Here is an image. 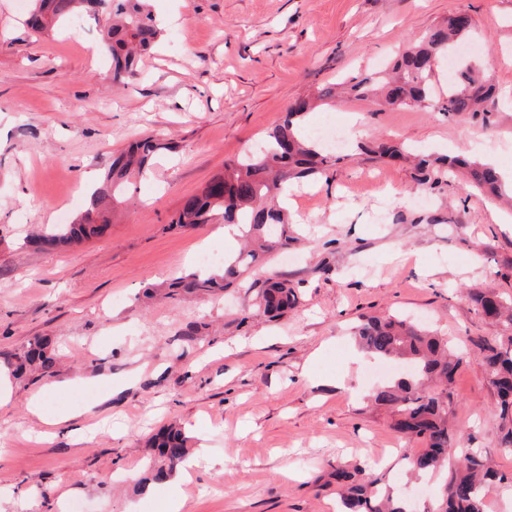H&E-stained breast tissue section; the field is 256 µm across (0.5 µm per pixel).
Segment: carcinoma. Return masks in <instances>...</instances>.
Here are the masks:
<instances>
[{"label": "carcinoma", "instance_id": "1", "mask_svg": "<svg viewBox=\"0 0 512 512\" xmlns=\"http://www.w3.org/2000/svg\"><path fill=\"white\" fill-rule=\"evenodd\" d=\"M27 24L35 32L53 28L79 13L83 5H95L110 15L102 37V50L109 57L112 81L124 83L137 76L140 56L148 52L162 29L146 5V0H32ZM471 28L456 25L453 18L434 27L397 58L391 76L353 77L343 84L344 92L360 97L381 91L392 107L422 105L434 101L433 62L448 58L455 39ZM495 87L472 66L458 65L448 83V94L437 102L440 112L467 116L494 110ZM312 102L295 101L282 121L272 126L262 149L246 153L224 165V174L211 179L201 192L185 198L172 223L179 227L209 224L220 214L226 224L239 227L245 246L232 259L224 261L217 273L194 271L166 284L167 297L180 293L213 295L222 293L242 277L251 266L266 257L285 251L295 241L289 227L288 208L282 194L291 181L324 175L339 161L334 154L301 128ZM172 149L162 139L148 137L128 146L112 157L98 186L90 193L85 211L69 224H56L47 231L31 234L30 247L56 249L72 246L102 234L111 223L116 208L129 201L130 186L150 170L154 156ZM379 157L398 158L400 147L386 142L361 147ZM464 170L470 183L492 195H506L498 172L476 160L422 156L415 164V181L432 188L448 176V168ZM255 291V305L271 317H280L295 307L298 294L283 278L257 280L249 285ZM470 301L490 321H503L512 329V297L496 291L469 294ZM359 346L370 356L397 361L405 368L389 385L379 388L371 402L385 406L395 415L393 427L399 433L423 443L418 452L404 451L408 477L435 474L448 462V449L457 443L448 428V408L455 404L451 384L459 366L454 347L428 326L406 317H365L355 333ZM480 361L498 397L501 420L499 443L512 450V335L480 347ZM55 359L41 340L30 344L18 358L17 371L37 366L48 373ZM152 446L167 467L159 468L152 480L171 476L187 454V439L182 430L170 425L154 437ZM362 469L336 468L340 486L338 512H412L407 502L394 495L381 479H362ZM512 486V477L493 469L477 450L464 453L448 471L441 497L426 512H486V497L498 484Z\"/></svg>", "mask_w": 512, "mask_h": 512}]
</instances>
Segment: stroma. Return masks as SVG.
<instances>
[{
    "instance_id": "35a3bbf8",
    "label": "stroma",
    "mask_w": 512,
    "mask_h": 512,
    "mask_svg": "<svg viewBox=\"0 0 512 512\" xmlns=\"http://www.w3.org/2000/svg\"><path fill=\"white\" fill-rule=\"evenodd\" d=\"M163 23L139 75L113 85L97 54L102 15L83 11L44 33L28 0H0V364L34 339L56 354L51 378L10 376L0 407V512H336L337 465L364 468L425 508L441 478L407 483L405 449L372 390L392 377L355 359L361 316L404 313L459 345L456 404L461 448L512 472L498 443L497 396L477 360L506 335L468 295H512V205L455 176L419 193L410 162L372 160L358 144L393 141L423 154L495 149L512 169V0H147ZM473 19L468 45L499 90L490 124L424 106L383 107L346 96L308 115L333 116L349 142L327 178L290 189L303 240L273 255L298 306L272 320L250 312L247 285L217 296L146 298L153 284L195 271L201 249L236 255L213 224L173 229L182 200L224 164L261 144L290 103L387 66L456 13ZM154 136L175 143L136 181L108 231L73 249L37 250L35 228L73 220L90 178L113 153ZM199 326L195 341L183 339ZM136 379H129L130 370ZM94 375L78 389L67 379ZM62 383L47 401L48 381ZM40 414H23L31 399ZM180 424L189 450L209 460L177 485L148 476V445Z\"/></svg>"
}]
</instances>
